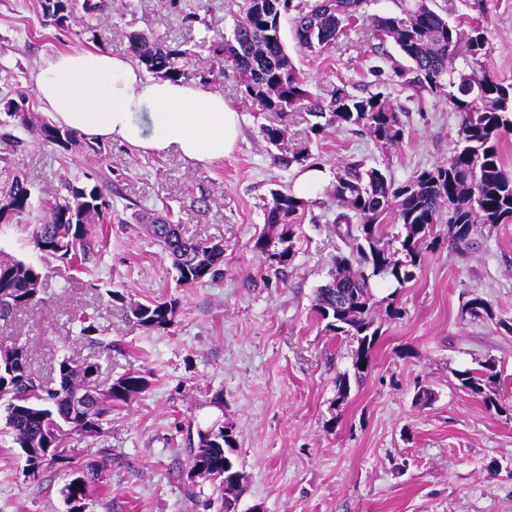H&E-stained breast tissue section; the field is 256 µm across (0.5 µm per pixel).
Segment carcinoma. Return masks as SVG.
I'll return each mask as SVG.
<instances>
[{
  "label": "carcinoma",
  "mask_w": 512,
  "mask_h": 512,
  "mask_svg": "<svg viewBox=\"0 0 512 512\" xmlns=\"http://www.w3.org/2000/svg\"><path fill=\"white\" fill-rule=\"evenodd\" d=\"M432 0H400L399 12L375 15L367 12L368 0H239L233 36L221 34L209 40L212 59L206 71L189 70L192 51L160 33L126 34L132 58L155 78L186 81L194 76L203 86L224 78L231 69L239 79L244 99L258 103L266 112L281 117L303 110L316 119L310 132L321 135L329 127H344L367 135L381 148L401 144L405 125L383 93L358 96L346 84L336 85L322 96L308 88V79L296 69L282 40L281 19H291L298 48L321 53L362 23L375 37L392 40L409 62L393 66L394 75L413 95L445 99L460 114L454 154L448 163L418 172L410 181L395 183L377 167L361 162L347 166L337 177L330 195L342 211L336 214V235L345 249L332 258L329 281L317 290L314 310L325 328L357 341L352 354L353 374L336 379L340 397L350 388V377L360 380L369 370L372 348L379 327L374 319L375 280L402 287L415 279L426 251L436 239L434 228L447 226L448 245L465 248L482 226L512 223V171L500 155V143L512 133V83H505L483 67L487 40L484 27L463 17L454 20L429 6ZM169 8L193 25L206 24L205 0L186 12L182 0H168ZM110 0H38V13L45 26L70 29L77 15L89 18L111 15ZM0 221L11 224L34 210L42 217L35 225V245L46 255L70 265L81 262L97 241V226L111 220L109 178L89 173L68 176L60 187L35 193L18 166L32 144L51 146L61 155L73 152L99 155L102 147L80 134L57 126L30 112L27 95L12 90L0 96ZM266 142L287 166L303 164L308 155L288 145L286 127H261ZM307 201L290 191L273 190L264 205V231L254 248L270 266L281 269L295 257L294 227ZM135 221L171 258L181 285L192 286L224 275V245L187 238L181 225L169 215L148 209L134 212ZM403 232L389 237L390 222ZM41 269L12 256H0V320L40 301ZM469 312L474 318H494L487 299L475 296ZM178 308L175 298L130 306L134 322L147 329H164ZM78 335L97 341L94 318L78 317ZM499 374L496 362L457 373L459 387L497 408L493 386ZM99 367L74 365L62 360L57 378L45 381L30 365L27 344L0 339V405L15 448H32L34 471L41 472L47 458L43 448H65L73 435L99 426L112 411V404L126 403L146 388L144 378L128 374L111 383L98 397L88 399V408L73 407L75 395L99 385ZM234 437L198 433L190 464L202 468L204 478L224 492L222 512H236L245 487L238 467ZM82 484L64 487L65 496L81 500L99 478V465L81 470Z\"/></svg>",
  "instance_id": "obj_1"
}]
</instances>
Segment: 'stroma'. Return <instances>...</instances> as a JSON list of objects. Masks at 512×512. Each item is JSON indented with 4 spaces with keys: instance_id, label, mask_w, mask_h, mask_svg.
I'll return each instance as SVG.
<instances>
[{
    "instance_id": "1",
    "label": "stroma",
    "mask_w": 512,
    "mask_h": 512,
    "mask_svg": "<svg viewBox=\"0 0 512 512\" xmlns=\"http://www.w3.org/2000/svg\"><path fill=\"white\" fill-rule=\"evenodd\" d=\"M209 6L204 26L184 25L166 0H140L136 13L79 17L63 32L41 25L37 0H0V91L16 84L32 91L45 60L61 51L126 52L130 32L163 33L195 49V68L209 67L202 41L231 33L235 22L230 0ZM480 17L485 67L512 82V0H484ZM282 35L314 92L343 83L359 95L384 92L405 111V139L385 152L363 134L333 127L310 139V117L288 114L290 141L308 146L311 164L335 177L361 160L400 184L447 163L460 118L444 99H410L391 69L400 58L392 41L360 34L306 55L290 23ZM215 89L242 115L243 138L211 165L116 141L104 142L100 158L63 157L38 144L23 155L21 169L42 189L68 173L104 172L112 220L103 244L71 269L34 246L35 217L0 224V249L44 274L41 304L0 322V336L28 343L42 377L69 357L98 364L101 385L131 373L147 387L113 406L99 433L72 436L68 459L45 464L35 481L0 422V512H67L62 490L74 467L89 461L100 463L101 483L85 512H208L221 493L191 477L190 450L199 431L219 420L234 431L247 477L238 512L257 504L264 512H512V223L483 228L469 248L444 244L426 253L416 279L399 292L378 285L371 368L340 398L336 378L351 371L357 344L326 331L313 312L341 245L330 187L305 196L292 264L270 267L254 248L262 204L271 190L292 188L300 167L279 163L260 128L280 119L243 99L237 78ZM139 205L169 211L186 236L223 244V279L178 285L170 259L132 218ZM390 293L400 318L385 312ZM476 295L491 303L493 319L464 312ZM174 297L179 307L167 328L149 332L129 317L131 303ZM81 312L96 316L98 341L76 336ZM489 359L501 371L495 410L456 379ZM421 386L434 394L430 405L415 401Z\"/></svg>"
}]
</instances>
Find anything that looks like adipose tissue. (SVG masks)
<instances>
[{"mask_svg": "<svg viewBox=\"0 0 512 512\" xmlns=\"http://www.w3.org/2000/svg\"><path fill=\"white\" fill-rule=\"evenodd\" d=\"M34 93L56 125L86 139L174 151L201 165L229 156L241 135L240 114L222 93L145 77L130 58L103 49L51 56Z\"/></svg>", "mask_w": 512, "mask_h": 512, "instance_id": "1", "label": "adipose tissue"}]
</instances>
